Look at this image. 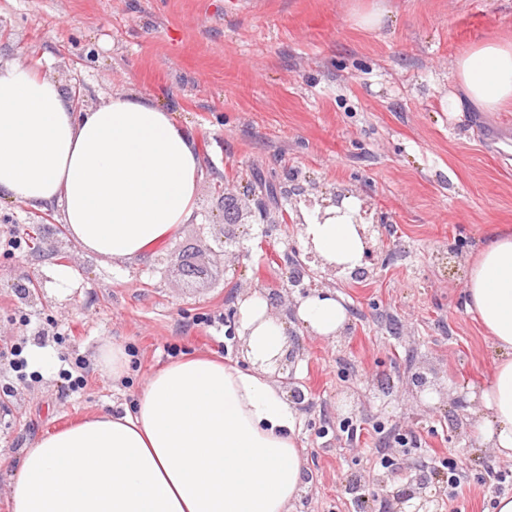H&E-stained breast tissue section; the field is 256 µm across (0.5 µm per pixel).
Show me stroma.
Listing matches in <instances>:
<instances>
[{
    "instance_id": "stroma-1",
    "label": "stroma",
    "mask_w": 512,
    "mask_h": 512,
    "mask_svg": "<svg viewBox=\"0 0 512 512\" xmlns=\"http://www.w3.org/2000/svg\"><path fill=\"white\" fill-rule=\"evenodd\" d=\"M374 8L391 10L385 27L353 25L354 10ZM489 35L512 39V0H0L1 64L42 63L79 108L129 91L152 97L195 132L204 165L197 220L144 259L53 241L58 213L0 202V239L23 240L0 249V512H11L7 477L38 435L119 411L172 356L240 361L224 315L245 287H263L271 313H283L291 232L278 211L241 225L248 258L222 256L226 195L256 202L263 179L300 208L357 197L384 255L364 279L337 274L344 335L291 325L307 460L296 512H379L375 481L391 493L415 475L422 487L404 512H493L512 495V463L469 429L493 353L464 306L483 228H512V106L445 107L455 58ZM39 224L46 233L27 242ZM185 263L204 276L184 275ZM58 265L71 270L67 284L52 277ZM40 276L42 294L28 292ZM107 341L133 356L123 382L93 366ZM16 344L29 359L19 372L9 366ZM37 349L50 366L31 362ZM79 360L88 385L64 395L58 372ZM418 374L431 386L418 388ZM348 412L353 442L340 430ZM445 457L463 479L451 501ZM392 467L400 477L390 481Z\"/></svg>"
}]
</instances>
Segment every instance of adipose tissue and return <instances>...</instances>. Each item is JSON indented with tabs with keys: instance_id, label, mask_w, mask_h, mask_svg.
<instances>
[{
	"instance_id": "adipose-tissue-1",
	"label": "adipose tissue",
	"mask_w": 512,
	"mask_h": 512,
	"mask_svg": "<svg viewBox=\"0 0 512 512\" xmlns=\"http://www.w3.org/2000/svg\"><path fill=\"white\" fill-rule=\"evenodd\" d=\"M448 109L512 102V42L488 36L453 62ZM203 162L193 131L140 93L75 111L52 78L0 68V199L55 210L72 238L104 258L145 257L196 218ZM354 198L304 214L324 263L360 266ZM465 306L495 353L471 432L512 461V233L490 224L468 268ZM246 366L189 356L157 369L133 409L39 436L9 479L11 512H293L305 461L297 411L271 376L288 323L260 293L239 303ZM313 335H339L350 313L336 293L303 299Z\"/></svg>"
}]
</instances>
